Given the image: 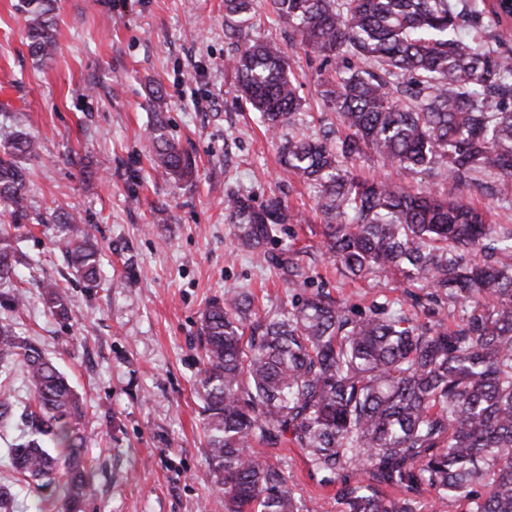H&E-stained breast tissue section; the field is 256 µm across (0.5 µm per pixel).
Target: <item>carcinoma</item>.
I'll return each instance as SVG.
<instances>
[{
	"instance_id": "obj_1",
	"label": "carcinoma",
	"mask_w": 512,
	"mask_h": 512,
	"mask_svg": "<svg viewBox=\"0 0 512 512\" xmlns=\"http://www.w3.org/2000/svg\"><path fill=\"white\" fill-rule=\"evenodd\" d=\"M255 0H224L225 36L241 35ZM298 46L336 64L321 78L338 120L313 137L297 115L301 98L277 42L248 40L228 57L236 91L267 131L288 130L281 161L316 188L323 245L354 277L399 274L429 289L412 306H458L459 321L421 322L389 302L352 311L322 288L290 252L270 256L289 304L263 316L250 293L215 299L201 315L198 394L205 454L224 512H300L288 475L255 442L289 441L323 482L338 485L340 512H429L452 500L462 512H512V228L491 224L460 197L366 180L352 168L366 151L384 167L437 169L465 185L475 173L512 180V49L496 30L512 0H270ZM28 47L40 63L58 50V0H21ZM156 163L176 181L196 172L166 137L155 112ZM37 143L22 130L0 140V207L29 218L25 161ZM237 246L260 253L295 215L276 197L255 207L224 200ZM69 267L88 288L103 278L87 225L54 217ZM18 239L0 229V307L27 303ZM58 321H70L68 288L40 283ZM26 374L21 436L11 445L18 482L57 484L38 512H87L96 495L81 433L87 407L38 345L0 319V425L13 414L10 365Z\"/></svg>"
}]
</instances>
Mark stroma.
Masks as SVG:
<instances>
[{"instance_id": "obj_1", "label": "stroma", "mask_w": 512, "mask_h": 512, "mask_svg": "<svg viewBox=\"0 0 512 512\" xmlns=\"http://www.w3.org/2000/svg\"><path fill=\"white\" fill-rule=\"evenodd\" d=\"M21 0H0V104L40 147L26 184L30 220L17 234L33 260L19 275L29 290L16 317L83 396L81 432L96 474L89 512H224L205 456L198 329L206 305L250 291L260 313L288 303L287 282L270 263L237 250L227 194L262 204L280 197L302 220L280 238L310 268L316 285L358 308L405 300L419 285L374 273L344 275L323 246L316 192L280 163L279 138L237 99L225 61L224 0H59V50L48 64L31 56ZM243 33L283 45L302 100L305 128L333 122L316 73L320 59L289 45L287 24L258 0ZM162 92L167 136L188 150L197 173L174 182L152 161L149 93ZM355 175L457 196L512 226V182L480 174L466 186L426 172L382 168L375 156ZM94 227L104 288H85L55 242L53 214ZM68 285L74 312L51 317L37 289ZM303 512H339L326 485L293 444L275 449Z\"/></svg>"}]
</instances>
